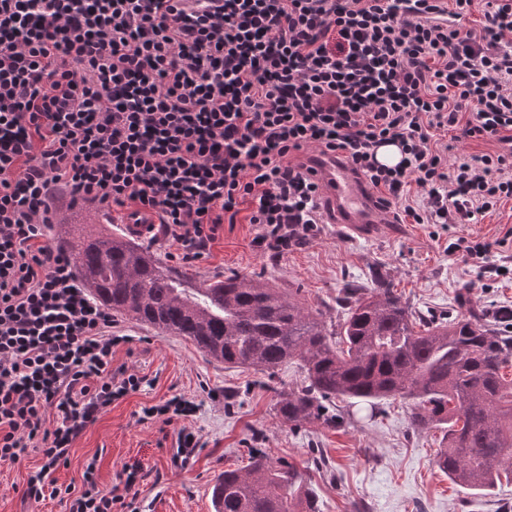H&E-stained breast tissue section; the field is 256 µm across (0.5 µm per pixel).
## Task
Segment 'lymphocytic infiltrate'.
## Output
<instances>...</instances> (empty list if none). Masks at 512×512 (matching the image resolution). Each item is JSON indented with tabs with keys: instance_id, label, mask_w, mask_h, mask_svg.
Masks as SVG:
<instances>
[{
	"instance_id": "1",
	"label": "lymphocytic infiltrate",
	"mask_w": 512,
	"mask_h": 512,
	"mask_svg": "<svg viewBox=\"0 0 512 512\" xmlns=\"http://www.w3.org/2000/svg\"><path fill=\"white\" fill-rule=\"evenodd\" d=\"M319 154L417 224L511 200L512 0H0V467L43 460L22 503L136 512L141 478L105 492L91 462L67 497L51 478L143 383L113 369L111 311L47 239L53 202L151 215L187 263L241 221L280 258L320 232Z\"/></svg>"
}]
</instances>
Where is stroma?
Masks as SVG:
<instances>
[{"mask_svg": "<svg viewBox=\"0 0 512 512\" xmlns=\"http://www.w3.org/2000/svg\"><path fill=\"white\" fill-rule=\"evenodd\" d=\"M511 227L508 202L478 224H384L371 236L347 235L338 225L325 224L316 239L279 259L253 246L255 229L249 224L221 230L208 257L198 263L171 259L165 242L151 250L197 284L230 274L262 277L295 292L306 311L322 312L331 329L340 315V289L377 277L391 279L398 295L423 316H454L465 295L512 308V243L491 256L492 263L508 267L504 277L448 251L456 238L492 241ZM120 332L127 341L115 347L113 367H125L145 381L86 428L67 465L54 473L59 487H81L85 465L93 459L98 486L106 491L136 463L144 475L139 512H214V485L225 470L244 467L249 449L257 448L306 472L318 512H512V476L501 475L486 493L448 480L436 465L446 445L443 431L414 429L408 402L389 399L373 407L346 401V418L338 427H296L277 416L265 374L224 367L191 341L127 318ZM176 395L187 401L189 416L169 424L160 415L144 417V409ZM183 427L200 446L186 467L177 468L171 459ZM40 465L41 455L33 451L0 468V512H65L56 499L24 508L21 492Z\"/></svg>", "mask_w": 512, "mask_h": 512, "instance_id": "1", "label": "stroma"}]
</instances>
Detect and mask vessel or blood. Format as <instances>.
<instances>
[{
    "label": "vessel or blood",
    "mask_w": 512,
    "mask_h": 512,
    "mask_svg": "<svg viewBox=\"0 0 512 512\" xmlns=\"http://www.w3.org/2000/svg\"><path fill=\"white\" fill-rule=\"evenodd\" d=\"M316 168L323 178L333 223L358 234L373 233L382 218L363 180L330 156L318 157Z\"/></svg>",
    "instance_id": "1"
}]
</instances>
